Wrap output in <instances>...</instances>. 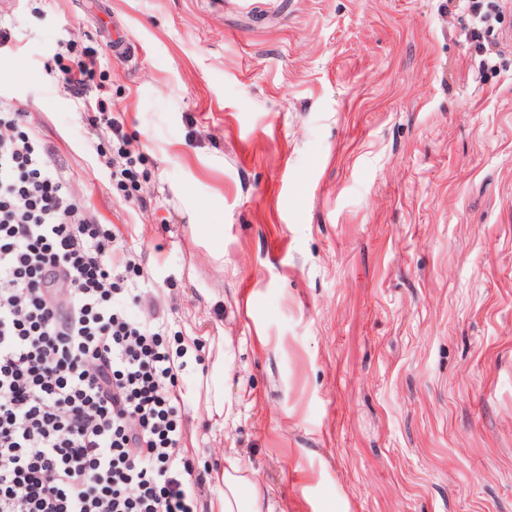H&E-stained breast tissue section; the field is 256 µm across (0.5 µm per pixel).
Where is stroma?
Instances as JSON below:
<instances>
[{
	"mask_svg": "<svg viewBox=\"0 0 512 512\" xmlns=\"http://www.w3.org/2000/svg\"><path fill=\"white\" fill-rule=\"evenodd\" d=\"M471 23L446 0L0 12V100L147 272L133 314L235 354L225 419L205 364L180 374L194 512L227 448L274 512H512V16L485 63ZM71 48L99 59L138 191L62 85Z\"/></svg>",
	"mask_w": 512,
	"mask_h": 512,
	"instance_id": "obj_1",
	"label": "stroma"
}]
</instances>
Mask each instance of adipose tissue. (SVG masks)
Segmentation results:
<instances>
[{"instance_id":"obj_1","label":"adipose tissue","mask_w":512,"mask_h":512,"mask_svg":"<svg viewBox=\"0 0 512 512\" xmlns=\"http://www.w3.org/2000/svg\"><path fill=\"white\" fill-rule=\"evenodd\" d=\"M232 358L231 351L216 346L206 374L200 381L206 391L209 415L224 413V372ZM217 480L221 487L209 501V512H272L268 486L237 449L225 453L224 467Z\"/></svg>"}]
</instances>
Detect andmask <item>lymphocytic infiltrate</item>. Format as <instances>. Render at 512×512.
Wrapping results in <instances>:
<instances>
[{
	"mask_svg": "<svg viewBox=\"0 0 512 512\" xmlns=\"http://www.w3.org/2000/svg\"><path fill=\"white\" fill-rule=\"evenodd\" d=\"M96 56L60 68L79 100ZM0 100V512H193L179 369L136 271Z\"/></svg>",
	"mask_w": 512,
	"mask_h": 512,
	"instance_id": "f902f5d3",
	"label": "lymphocytic infiltrate"
}]
</instances>
